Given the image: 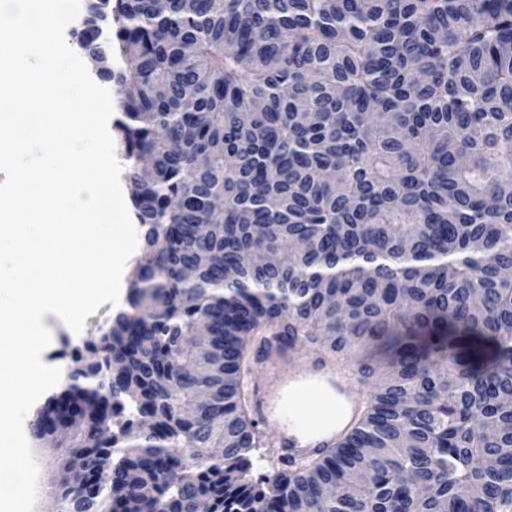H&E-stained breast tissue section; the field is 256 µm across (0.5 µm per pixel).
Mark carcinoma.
Returning <instances> with one entry per match:
<instances>
[{"mask_svg":"<svg viewBox=\"0 0 512 512\" xmlns=\"http://www.w3.org/2000/svg\"><path fill=\"white\" fill-rule=\"evenodd\" d=\"M74 35L129 87L145 255L28 423L56 512H512V0H88ZM272 336L367 397L254 481Z\"/></svg>","mask_w":512,"mask_h":512,"instance_id":"cac0c4a2","label":"carcinoma"}]
</instances>
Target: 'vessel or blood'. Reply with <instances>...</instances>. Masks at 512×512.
Listing matches in <instances>:
<instances>
[{
    "instance_id": "obj_1",
    "label": "vessel or blood",
    "mask_w": 512,
    "mask_h": 512,
    "mask_svg": "<svg viewBox=\"0 0 512 512\" xmlns=\"http://www.w3.org/2000/svg\"><path fill=\"white\" fill-rule=\"evenodd\" d=\"M258 366L255 411L282 461L317 455L352 428L361 397L344 364L275 341Z\"/></svg>"
}]
</instances>
